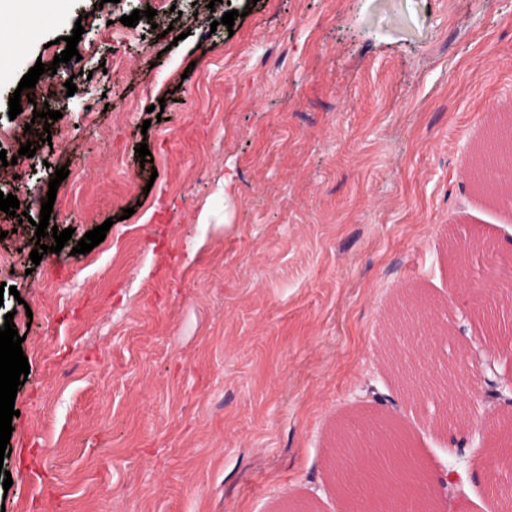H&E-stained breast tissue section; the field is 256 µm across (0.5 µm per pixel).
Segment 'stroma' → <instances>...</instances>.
<instances>
[{
    "label": "stroma",
    "instance_id": "obj_1",
    "mask_svg": "<svg viewBox=\"0 0 512 512\" xmlns=\"http://www.w3.org/2000/svg\"><path fill=\"white\" fill-rule=\"evenodd\" d=\"M78 23L80 61L9 117ZM0 28L18 43L0 62V150L17 159L0 192L30 216L0 211V283L17 289L0 318L30 365L5 512H348L327 469L360 411L397 418L439 512H487L488 443L512 404L485 380L512 376V348L473 311L496 302V266L473 252L456 286L448 245L512 255V205L470 177L512 119V0H66L37 38L20 14ZM47 101L49 125L32 114ZM29 123L52 142L27 158ZM62 167L49 223L73 235L36 265ZM413 296L450 330L429 342L467 377L466 418L406 399L381 364L387 318Z\"/></svg>",
    "mask_w": 512,
    "mask_h": 512
}]
</instances>
